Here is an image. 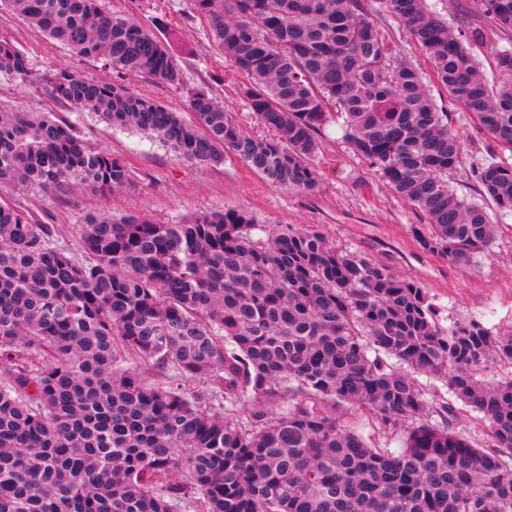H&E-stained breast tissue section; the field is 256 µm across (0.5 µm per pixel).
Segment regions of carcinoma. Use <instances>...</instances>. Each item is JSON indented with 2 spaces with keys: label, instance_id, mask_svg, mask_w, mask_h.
<instances>
[{
  "label": "carcinoma",
  "instance_id": "cac0c4a2",
  "mask_svg": "<svg viewBox=\"0 0 512 512\" xmlns=\"http://www.w3.org/2000/svg\"><path fill=\"white\" fill-rule=\"evenodd\" d=\"M241 79L255 136L170 46L106 0H0L79 59L185 93V118L110 80L34 69L0 38V81L57 99L183 158L234 157L272 186L317 189L319 132L341 139L426 219L419 243L476 266L512 214V162H475L431 92L442 86L512 152V0H478L488 27L453 31L427 0H190ZM401 23L430 73L403 60L378 17ZM494 60L487 79L476 55ZM467 168L479 198L448 175ZM131 173L54 112L0 105V188L108 193ZM58 229L0 203V512H512V324H441L420 282L318 232H269L225 209L174 223L106 212ZM444 383L480 415L477 448ZM201 380L206 393L192 390ZM403 429L398 450L345 420ZM416 378L428 394L429 401L433 400L434 403L448 402L453 404L458 409L459 424L469 429L478 445L484 446L486 444L485 441H487V439L483 434L484 426L480 419L475 418L474 414H470V412L466 411L460 402H456L440 382L432 381L423 375H417Z\"/></svg>",
  "mask_w": 512,
  "mask_h": 512
}]
</instances>
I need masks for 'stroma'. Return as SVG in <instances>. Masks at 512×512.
Here are the masks:
<instances>
[{"label": "stroma", "mask_w": 512, "mask_h": 512, "mask_svg": "<svg viewBox=\"0 0 512 512\" xmlns=\"http://www.w3.org/2000/svg\"><path fill=\"white\" fill-rule=\"evenodd\" d=\"M110 4L146 23L166 16L168 25L160 29L159 36L183 60L188 84L209 87L245 130L261 133V126L240 95L238 77L211 46L207 23L192 11L189 0H110ZM0 36L27 51L35 69L65 67L89 79L118 77L98 62L72 56L11 13L0 12ZM431 90L438 105L449 113L451 126L466 149L481 157L496 152L502 159L512 158V152L497 149L477 118L464 112L441 86L432 85ZM0 102L68 117L84 141L111 151L131 170L130 183L105 196L78 189L47 193L19 185L0 193L39 223L55 225L67 244L75 242L74 225L94 212L171 221L225 208L239 209L275 231L319 232L338 248L365 254L420 282L441 306L443 324L475 316L484 317L490 326L512 324V214L498 218L494 246L478 266L448 263L420 247L423 217L393 196L366 161L346 149L336 126H329L322 137L318 188L301 193L273 187L234 159L214 167L192 164L136 132L80 116L69 102L49 100L41 86L1 83Z\"/></svg>", "instance_id": "obj_1"}]
</instances>
